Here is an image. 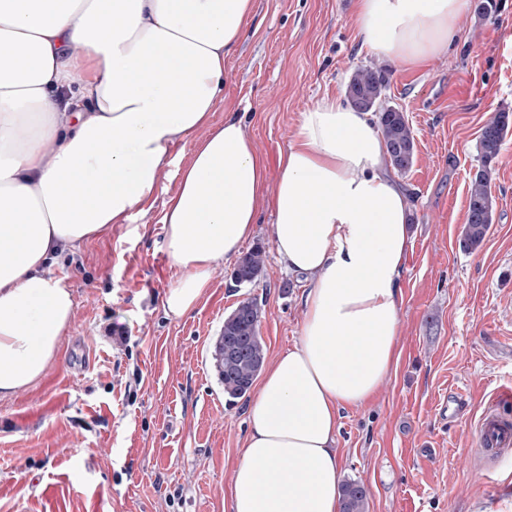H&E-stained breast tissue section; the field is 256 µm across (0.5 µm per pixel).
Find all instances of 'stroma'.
I'll list each match as a JSON object with an SVG mask.
<instances>
[{
  "label": "stroma",
  "instance_id": "1",
  "mask_svg": "<svg viewBox=\"0 0 512 512\" xmlns=\"http://www.w3.org/2000/svg\"><path fill=\"white\" fill-rule=\"evenodd\" d=\"M496 17L464 11L446 51L418 69L387 62V105L415 137L398 179L411 199L412 248L401 279L399 361L369 403L342 411L343 479L369 489L367 512H512V452L479 456L480 421L512 390V131L492 183L494 221L461 250L467 191L490 114L512 110V0ZM355 0H253L224 61L225 97L256 149L276 161L306 110L345 100L353 71L375 63L354 27ZM207 129L178 138L151 207L61 259L75 292L56 362L0 401V512H230L249 397L225 396L213 367L224 318L262 305L267 358L300 336L302 284L278 261L271 208L252 244L266 251L254 283L234 263L213 274L196 309L168 316L178 277L163 249L164 204Z\"/></svg>",
  "mask_w": 512,
  "mask_h": 512
}]
</instances>
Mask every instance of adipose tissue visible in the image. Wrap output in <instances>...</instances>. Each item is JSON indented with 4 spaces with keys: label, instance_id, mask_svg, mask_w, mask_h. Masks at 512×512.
Wrapping results in <instances>:
<instances>
[{
    "label": "adipose tissue",
    "instance_id": "ef3b65f1",
    "mask_svg": "<svg viewBox=\"0 0 512 512\" xmlns=\"http://www.w3.org/2000/svg\"><path fill=\"white\" fill-rule=\"evenodd\" d=\"M465 0H356L383 59L451 46ZM252 0H0V401L57 357L75 301L51 266L152 200L177 138L209 127L168 198L164 307L193 311L272 207L279 261L307 276L300 338L247 412L230 512H340L342 410L371 400L399 358L410 200L373 113L336 99L303 113L268 167L240 119L211 127L224 59Z\"/></svg>",
    "mask_w": 512,
    "mask_h": 512
}]
</instances>
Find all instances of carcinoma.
I'll use <instances>...</instances> for the list:
<instances>
[{
  "mask_svg": "<svg viewBox=\"0 0 512 512\" xmlns=\"http://www.w3.org/2000/svg\"><path fill=\"white\" fill-rule=\"evenodd\" d=\"M388 86L384 70L361 67L354 71L346 94L350 103L358 110H372L382 98ZM512 129V113L501 110L494 113L481 128L480 153L482 166L475 174L468 189L467 222L463 227L460 245L465 250H475L484 241L493 221L495 200L492 195L493 162L500 154L503 141ZM378 130L386 146L388 163L399 172L407 171L414 158V136L403 112L392 106L379 110ZM265 251L256 245L243 253L238 268L243 276L235 280L237 285L255 282L263 271ZM262 307L257 299H246L238 304L225 318L219 342L216 343L213 359L224 394L231 398L244 396L260 372L266 354L265 342L258 327ZM251 326V358L235 365L224 357L221 341L238 331L242 324ZM367 490L358 480H347L342 485V512H366Z\"/></svg>",
  "mask_w": 512,
  "mask_h": 512,
  "instance_id": "1",
  "label": "carcinoma"
}]
</instances>
